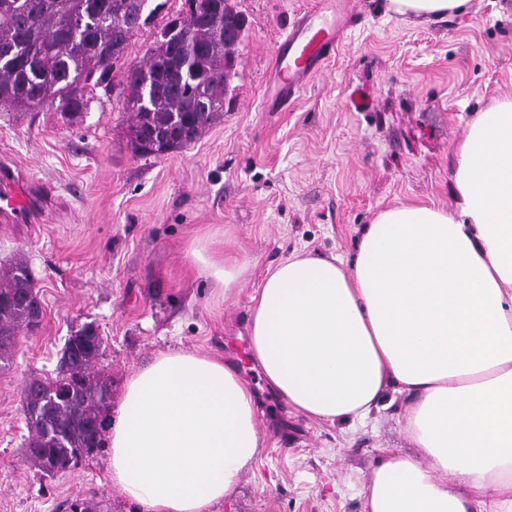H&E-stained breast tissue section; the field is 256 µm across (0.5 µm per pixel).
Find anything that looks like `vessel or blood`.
<instances>
[{
    "instance_id": "b4317fda",
    "label": "vessel or blood",
    "mask_w": 512,
    "mask_h": 512,
    "mask_svg": "<svg viewBox=\"0 0 512 512\" xmlns=\"http://www.w3.org/2000/svg\"><path fill=\"white\" fill-rule=\"evenodd\" d=\"M357 17L353 0H319L314 11L300 16L274 53L269 82L277 89L279 103L298 94L322 72ZM29 205L20 203L14 174L0 170V222L29 224Z\"/></svg>"
}]
</instances>
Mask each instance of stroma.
Returning a JSON list of instances; mask_svg holds the SVG:
<instances>
[{
    "instance_id": "35a3bbf8",
    "label": "stroma",
    "mask_w": 512,
    "mask_h": 512,
    "mask_svg": "<svg viewBox=\"0 0 512 512\" xmlns=\"http://www.w3.org/2000/svg\"><path fill=\"white\" fill-rule=\"evenodd\" d=\"M156 9L125 63L142 61L185 0ZM311 0H233L246 21L229 107L192 145L140 157L127 137L122 90L96 88L80 121L60 112L0 110V166L48 201L36 230L0 223V272L24 257L42 311L20 330L0 371V512H69L78 497L101 512H135L112 488L108 452L47 477L24 458L21 388L55 376L71 331L94 323L95 370L117 415L128 376L183 347L235 356L250 297L267 266L292 251L352 259L366 224L400 201L452 207V161L476 113L512 94V0H470L462 13L406 22L358 0L359 20L335 58L286 109L269 111L271 54ZM366 109L348 106L352 91ZM231 229L250 273L215 300L184 257L189 238ZM267 446L238 492L215 512H364V489L384 453L419 455L390 391L363 421L304 417L264 377L250 381Z\"/></svg>"
}]
</instances>
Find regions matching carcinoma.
<instances>
[{
  "label": "carcinoma",
  "mask_w": 512,
  "mask_h": 512,
  "mask_svg": "<svg viewBox=\"0 0 512 512\" xmlns=\"http://www.w3.org/2000/svg\"><path fill=\"white\" fill-rule=\"evenodd\" d=\"M149 0H0V108L51 106L69 119L85 95L111 88L112 71L140 28ZM144 63L123 72L128 137L142 156L160 157L195 142L224 111L242 14L230 0H186ZM34 278L19 260L0 275V361H8L21 328L38 325L42 306ZM102 340L87 323L65 344L53 379L22 390L29 443L26 461L43 474L75 466L105 447L111 384L94 372Z\"/></svg>",
  "instance_id": "obj_1"
}]
</instances>
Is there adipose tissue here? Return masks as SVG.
Listing matches in <instances>:
<instances>
[{"label": "adipose tissue", "instance_id": "obj_1", "mask_svg": "<svg viewBox=\"0 0 512 512\" xmlns=\"http://www.w3.org/2000/svg\"><path fill=\"white\" fill-rule=\"evenodd\" d=\"M468 0H383L402 19ZM453 208L400 202L365 228L352 264L294 253L268 266L248 316L251 353L295 410L366 417L406 398L429 458L388 454L366 512H512V96L469 123L454 153ZM197 277L235 294L248 262L231 237L194 236ZM266 446L232 364L159 352L126 380L111 423L110 480L138 512H212Z\"/></svg>", "mask_w": 512, "mask_h": 512}]
</instances>
